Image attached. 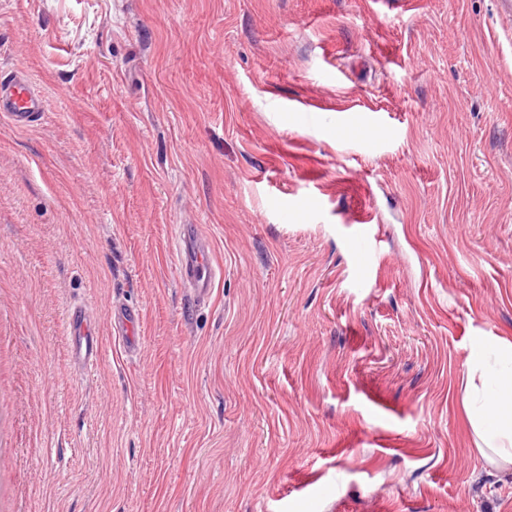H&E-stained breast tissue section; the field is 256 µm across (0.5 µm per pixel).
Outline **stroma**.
Segmentation results:
<instances>
[{
  "label": "stroma",
  "mask_w": 512,
  "mask_h": 512,
  "mask_svg": "<svg viewBox=\"0 0 512 512\" xmlns=\"http://www.w3.org/2000/svg\"><path fill=\"white\" fill-rule=\"evenodd\" d=\"M17 67L45 112L0 119V512H512L462 408L512 341L496 0H0ZM183 275L199 303H204L216 279V269L207 249L198 243L196 236L185 234L179 244ZM70 352L74 361L83 369H94L99 360L98 340L89 330L83 307H75L67 321Z\"/></svg>",
  "instance_id": "stroma-1"
}]
</instances>
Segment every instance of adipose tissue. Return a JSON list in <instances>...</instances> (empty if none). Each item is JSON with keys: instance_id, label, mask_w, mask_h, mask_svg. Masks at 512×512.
I'll return each instance as SVG.
<instances>
[{"instance_id": "ef3b65f1", "label": "adipose tissue", "mask_w": 512, "mask_h": 512, "mask_svg": "<svg viewBox=\"0 0 512 512\" xmlns=\"http://www.w3.org/2000/svg\"><path fill=\"white\" fill-rule=\"evenodd\" d=\"M463 411L480 456L512 464V343L498 341L470 355Z\"/></svg>"}]
</instances>
